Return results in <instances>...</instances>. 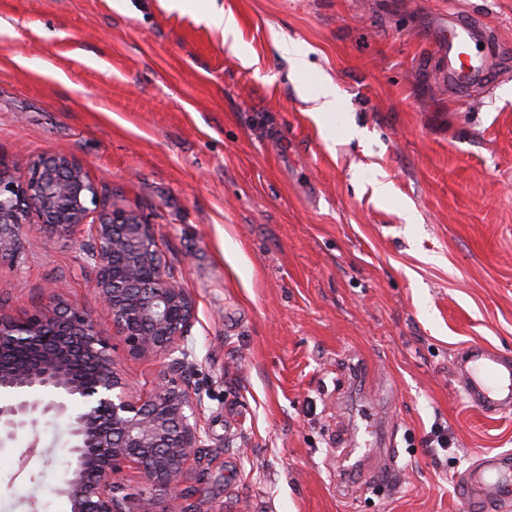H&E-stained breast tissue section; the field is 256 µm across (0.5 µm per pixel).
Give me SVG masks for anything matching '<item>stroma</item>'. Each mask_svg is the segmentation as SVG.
Here are the masks:
<instances>
[{"label":"stroma","instance_id":"stroma-1","mask_svg":"<svg viewBox=\"0 0 512 512\" xmlns=\"http://www.w3.org/2000/svg\"><path fill=\"white\" fill-rule=\"evenodd\" d=\"M169 2L0 0V162L72 155L153 225L196 310L186 512H473L458 476L512 451V410L484 415L452 371L475 344L512 357V0ZM453 12L487 33L462 95L430 40ZM88 244L26 232L0 311L53 284L111 337ZM113 348L148 396L162 361ZM80 410L0 439V512H71Z\"/></svg>","mask_w":512,"mask_h":512}]
</instances>
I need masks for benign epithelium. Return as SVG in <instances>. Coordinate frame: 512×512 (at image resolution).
Returning a JSON list of instances; mask_svg holds the SVG:
<instances>
[{
    "instance_id": "benign-epithelium-1",
    "label": "benign epithelium",
    "mask_w": 512,
    "mask_h": 512,
    "mask_svg": "<svg viewBox=\"0 0 512 512\" xmlns=\"http://www.w3.org/2000/svg\"><path fill=\"white\" fill-rule=\"evenodd\" d=\"M49 237L86 233L94 247L95 288L116 335L132 357L164 362L153 393L128 395L111 347L92 318L51 291L24 318L0 317V431L11 436L35 416L62 415L75 400V445L65 462L64 492L72 512H127L120 474L135 467L145 483L140 512H183L182 482L204 447L201 398L192 396L184 369L194 356L195 306L166 269L152 225L139 212L104 208L79 160L49 154L23 178L0 162V260L16 259L27 227ZM22 353L19 365L14 355Z\"/></svg>"
}]
</instances>
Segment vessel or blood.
I'll return each mask as SVG.
<instances>
[{"label": "vessel or blood", "mask_w": 512, "mask_h": 512, "mask_svg": "<svg viewBox=\"0 0 512 512\" xmlns=\"http://www.w3.org/2000/svg\"><path fill=\"white\" fill-rule=\"evenodd\" d=\"M480 39L478 25L453 14L432 32V40L446 60L448 87L455 93H464L480 69L477 56L471 52L472 44ZM453 367L458 383L476 408L488 415L512 408L511 359L492 348L475 345L463 350ZM511 480L512 453L508 451L481 454L458 478L463 492L477 506L503 499Z\"/></svg>", "instance_id": "vessel-or-blood-1"}]
</instances>
